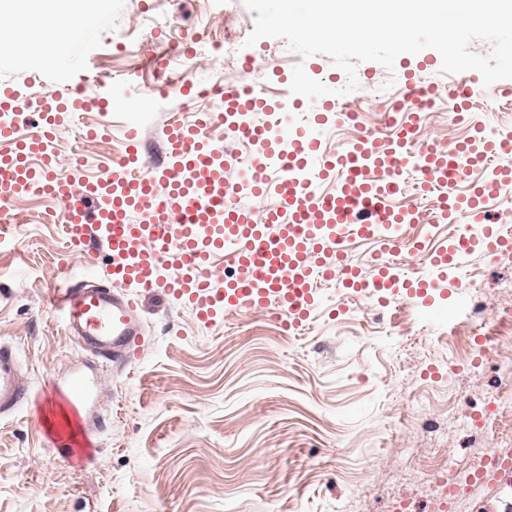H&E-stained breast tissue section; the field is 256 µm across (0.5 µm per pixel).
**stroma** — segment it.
Returning <instances> with one entry per match:
<instances>
[{"instance_id":"obj_1","label":"stroma","mask_w":512,"mask_h":512,"mask_svg":"<svg viewBox=\"0 0 512 512\" xmlns=\"http://www.w3.org/2000/svg\"><path fill=\"white\" fill-rule=\"evenodd\" d=\"M138 11L165 21V31L131 27ZM226 13L233 26L253 29L243 0H103L77 22L52 13L46 31L61 39L48 58L29 61L15 51L13 18L0 14V84L20 89L31 133L48 91L88 79L87 96L114 98L108 114L84 113L90 136H56L58 175L69 174L75 144L85 175H95L99 163L123 153L130 124L143 140V160L153 163L185 102L149 90L148 76L123 89L116 75L159 53V36L180 39ZM282 45L275 38L239 43L233 57L211 66L175 58L168 70L197 87L236 85L252 56L267 94L280 99L281 73L301 60ZM437 56L432 49L403 54L390 70L357 64L355 95L367 129L381 126L410 74L438 93V112L419 122L420 142L462 139L480 125L512 129L504 97L488 91L472 98L466 123H458ZM19 208L26 222L0 243V344L15 350L32 393L0 417V512H396L400 496L406 512H440L429 457L443 454L468 469L488 450L512 449V422L495 412L505 377L494 348L467 356L450 340L472 300L485 301L492 320L512 311V250L493 260L479 248L464 255L463 282H436L422 319L400 323L379 293L351 295L339 283L321 289L297 333L270 310L228 311L206 325L188 301L159 290L140 299L144 343L123 364L91 353L47 309L66 260L59 207L38 198ZM434 225L419 227L424 249L401 260L402 272L425 273L427 252L462 229L439 217ZM79 373L98 385L81 413L93 450L65 461L44 427L55 395ZM455 512H512V473L464 494Z\"/></svg>"}]
</instances>
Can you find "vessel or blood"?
Here are the masks:
<instances>
[{
  "mask_svg": "<svg viewBox=\"0 0 512 512\" xmlns=\"http://www.w3.org/2000/svg\"><path fill=\"white\" fill-rule=\"evenodd\" d=\"M221 95L222 111L199 113L191 123L170 122L162 161L139 165L138 132L131 128L122 161L75 180L57 174L51 143L67 109L86 111L94 100L80 94L68 104L54 100L41 115V133L22 138L14 120L22 108L19 93L0 85V140L12 144L0 153V207L27 196L51 197L61 206L67 247L84 256L85 267L94 264L92 248L112 256L115 289L83 283L46 295L51 313L102 357L127 363L139 352L144 325L137 296L155 288L165 264L176 270L169 293L187 299L205 322L225 310L273 306L287 328H302L322 286L340 275L346 287L358 288L354 269L343 263L347 244L357 240L375 245L374 284L382 286L390 276L385 255L419 248L401 234L404 225L416 223L417 210L393 203L413 179L443 191L446 209L483 224L481 239L466 230L454 249L434 250L428 258L433 267L445 268L476 241L490 254L512 247V234L487 221L490 201L512 186L511 134L421 146L414 138L420 113L400 112L389 117L386 131L358 135L335 156L322 146L316 115L320 108L335 111L332 96L314 98L311 112H277L261 92L243 84L224 87ZM212 124L239 132L249 159L229 164L223 145L200 135ZM477 166L489 180L460 194L461 181ZM327 178L333 189L324 192L318 182ZM270 193L279 203L261 214L239 204L240 195L260 199ZM220 253L231 257L237 274L218 286L212 260ZM94 394V382L82 376L72 377L63 392L74 410ZM29 395L16 353L1 344L0 414L14 412ZM511 469L512 453L498 454L465 483L471 488Z\"/></svg>",
  "mask_w": 512,
  "mask_h": 512,
  "instance_id": "b4317fda",
  "label": "vessel or blood"
}]
</instances>
